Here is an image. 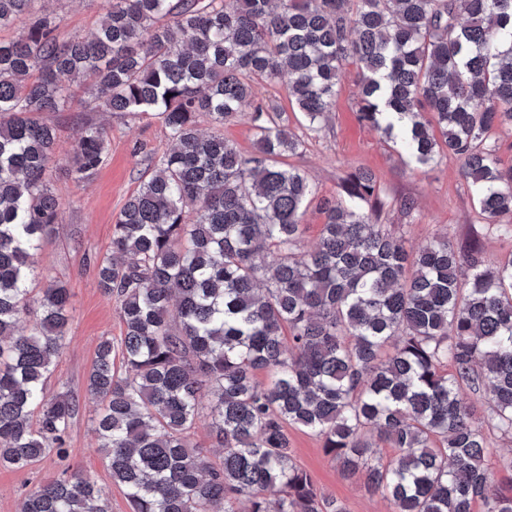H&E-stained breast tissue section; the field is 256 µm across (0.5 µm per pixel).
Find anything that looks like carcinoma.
<instances>
[{
  "label": "carcinoma",
  "mask_w": 512,
  "mask_h": 512,
  "mask_svg": "<svg viewBox=\"0 0 512 512\" xmlns=\"http://www.w3.org/2000/svg\"><path fill=\"white\" fill-rule=\"evenodd\" d=\"M33 0H0V27ZM90 38L59 37V17L0 41V467L66 453L76 400L46 383L64 348L69 289L30 288L53 235L56 128L72 87L93 109L156 115L172 145L115 219L99 288L124 327L123 370L100 341L87 388L112 482L132 512H346L318 493L291 454L308 430L345 476L362 474L391 512H512L495 472L512 455V255L447 237L411 255L380 223L372 175L341 182L318 244L301 249L307 174L281 162L301 140L254 81L287 80L307 122L331 111L344 63L358 64V118L401 141L415 168L461 162L480 214L512 212V169L487 143L512 127V0H107ZM171 97H166V94ZM250 111L247 153L216 132ZM109 135L88 123L69 166L103 164ZM36 315L28 331L22 315ZM269 375L262 384L258 373ZM488 386L478 411L465 402ZM209 397L202 404V397ZM220 463L189 437L202 416ZM399 450L385 463L373 437ZM18 512H107V491L66 469Z\"/></svg>",
  "instance_id": "carcinoma-1"
}]
</instances>
